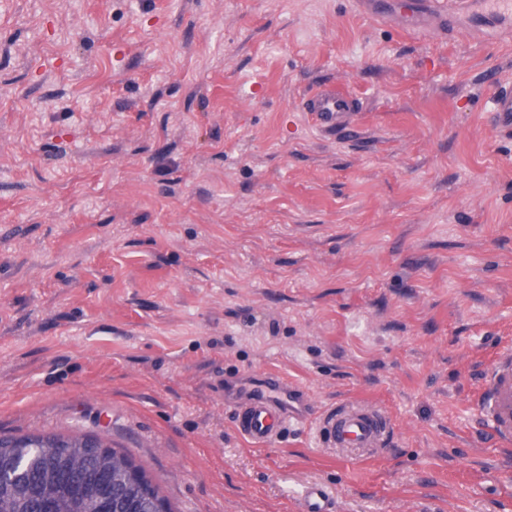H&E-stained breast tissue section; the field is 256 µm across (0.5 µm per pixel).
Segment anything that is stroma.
<instances>
[{
  "mask_svg": "<svg viewBox=\"0 0 512 512\" xmlns=\"http://www.w3.org/2000/svg\"><path fill=\"white\" fill-rule=\"evenodd\" d=\"M358 0H0V437L107 436L174 512H512L478 379L512 347V34ZM336 85L327 133L302 108ZM384 410L258 450L228 386ZM307 112H313L317 125L325 130L341 127L353 111V101L347 95L329 87L320 90L304 102ZM493 124L498 127L512 128V87H500L494 97L491 111ZM390 426L384 412L354 404H341L328 410L318 424L321 445L341 448L354 457L384 446ZM301 510L303 512H334L335 504L325 496L321 489L311 487L306 492Z\"/></svg>",
  "mask_w": 512,
  "mask_h": 512,
  "instance_id": "1",
  "label": "stroma"
}]
</instances>
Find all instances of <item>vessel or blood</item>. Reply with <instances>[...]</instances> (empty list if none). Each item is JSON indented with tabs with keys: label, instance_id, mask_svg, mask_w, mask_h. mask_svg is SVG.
<instances>
[{
	"label": "vessel or blood",
	"instance_id": "vessel-or-blood-1",
	"mask_svg": "<svg viewBox=\"0 0 512 512\" xmlns=\"http://www.w3.org/2000/svg\"><path fill=\"white\" fill-rule=\"evenodd\" d=\"M370 17L399 16L408 32L452 33L457 22L470 12L473 0H366ZM306 111L325 130L341 127L353 110L347 95L329 87L305 102ZM494 125L512 128V87L499 88L492 110ZM236 431L259 449L275 442L294 422L303 421L312 407L287 381L276 376L262 377L229 394ZM498 444L512 446V349L500 351L488 366L477 401ZM390 426L384 412L354 404H341L319 420L320 442L326 448H340L360 457L384 446Z\"/></svg>",
	"mask_w": 512,
	"mask_h": 512
}]
</instances>
